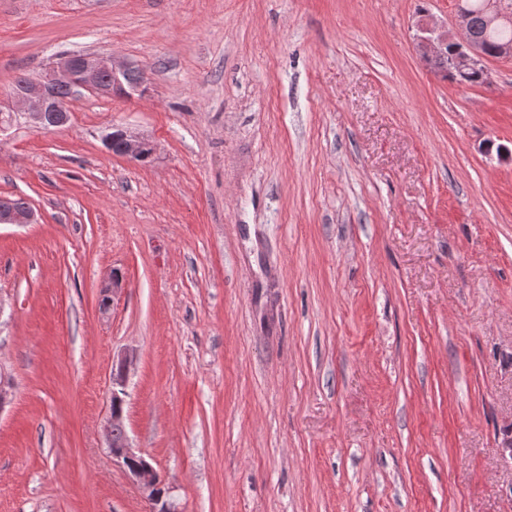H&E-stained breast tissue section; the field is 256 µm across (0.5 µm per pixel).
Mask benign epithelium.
I'll list each match as a JSON object with an SVG mask.
<instances>
[{"label": "benign epithelium", "mask_w": 512, "mask_h": 512, "mask_svg": "<svg viewBox=\"0 0 512 512\" xmlns=\"http://www.w3.org/2000/svg\"><path fill=\"white\" fill-rule=\"evenodd\" d=\"M417 49L425 62H432L440 55L448 39V26L436 21L428 13L418 14ZM455 25L460 32L459 43L463 52L453 59L459 69H481L491 57L477 45L469 42L466 32L469 23L468 8L464 0H456ZM138 71L131 62H116L110 55L82 54L62 55L45 70L38 80H30L15 89L9 99L0 102V114L13 116L20 112L41 127H61L69 120L66 100L58 96L61 89H67L70 96L81 91L107 95H129L147 90V81L126 84L129 74ZM117 139L121 144L120 156L131 162H146L153 158V142L128 129H116L105 136L106 146ZM35 213L32 209H0V224H34ZM132 358L122 356L114 361L118 373L112 375V397L123 399L127 374ZM108 449L112 463L118 465L129 480L137 486L143 497L151 504L153 512H178V507L170 497V490L163 488V482L157 470L144 455L135 450L127 433L120 439L108 434Z\"/></svg>", "instance_id": "7a95c632"}]
</instances>
